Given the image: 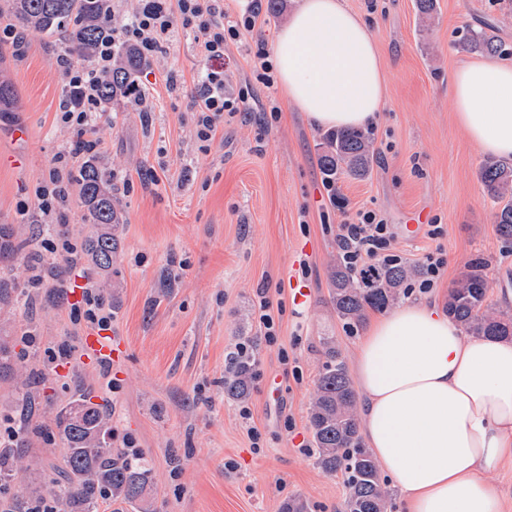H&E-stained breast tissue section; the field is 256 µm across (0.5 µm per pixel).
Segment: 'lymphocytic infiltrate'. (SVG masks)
<instances>
[{"instance_id": "obj_1", "label": "lymphocytic infiltrate", "mask_w": 512, "mask_h": 512, "mask_svg": "<svg viewBox=\"0 0 512 512\" xmlns=\"http://www.w3.org/2000/svg\"><path fill=\"white\" fill-rule=\"evenodd\" d=\"M258 17L254 9L230 18L224 11V0H135L128 13L113 16L112 34L101 42L92 64L81 66L66 54H56L63 88L57 120L75 131L78 140L73 149L55 154L46 181L35 193L42 217L53 219L68 206L62 168L81 154L99 150L93 130L105 112L98 86L112 70L117 46H136L150 59L165 50L176 34L191 36L205 62L204 69L190 87L176 69L166 72L165 81L169 93L184 103L192 135L199 150L206 153L225 122L247 114L248 90L242 88L234 94L226 90L224 53L230 44L254 30ZM396 236L381 211L363 207L339 225L336 242L344 265L357 272L374 263L396 260Z\"/></svg>"}]
</instances>
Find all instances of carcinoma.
<instances>
[{
    "label": "carcinoma",
    "mask_w": 512,
    "mask_h": 512,
    "mask_svg": "<svg viewBox=\"0 0 512 512\" xmlns=\"http://www.w3.org/2000/svg\"><path fill=\"white\" fill-rule=\"evenodd\" d=\"M14 25L33 28L50 36L64 34L68 54L79 60L94 56L98 43L112 34L108 0H8ZM471 51L512 58V48L495 31L470 29L463 38ZM148 65L135 48L127 46L112 64V75L100 85L99 95L106 107L128 98L136 77ZM18 102L15 87L0 81V112H12ZM321 165L327 181L364 178L374 159L371 140L357 130L326 132L321 142ZM487 195L500 204L496 214L497 232L504 244L512 246V164L487 162L479 169ZM75 180L81 187L80 202L91 223L100 230L85 245L90 265L100 272L112 270L118 240L112 225L121 221L118 201L112 191V174L87 161ZM484 262H468L448 293L446 309L469 336L512 338V315L492 309L486 302L488 284ZM421 275V269L404 262L379 263L362 272L346 268L341 260L330 274V299L336 315L349 334H354L370 310H385L408 294L404 283ZM325 361L312 398L309 421L317 465L326 473L346 476L348 496L344 512H390L387 482L360 437L357 393L335 340L323 339ZM229 375L224 392L242 399L249 393L252 357L237 350L228 356ZM48 428L65 445L63 465L50 496L37 491L0 498V512H98L103 504L128 505L138 512H151L147 500L151 472L137 455L118 453L107 444L112 434V410L92 402L90 391L77 384L68 406L56 413ZM24 456L0 449V491L8 490L15 468Z\"/></svg>",
    "instance_id": "carcinoma-1"
}]
</instances>
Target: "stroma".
Returning <instances> with one entry per match:
<instances>
[{
	"instance_id": "obj_1",
	"label": "stroma",
	"mask_w": 512,
	"mask_h": 512,
	"mask_svg": "<svg viewBox=\"0 0 512 512\" xmlns=\"http://www.w3.org/2000/svg\"><path fill=\"white\" fill-rule=\"evenodd\" d=\"M372 23L386 77L380 122L368 133L375 149L365 179H344L336 189L351 209L381 211L394 224L403 262L418 265L442 250L448 267L439 285L451 288L466 262L483 259L487 302L512 313V252L500 241L497 204L478 178L485 158L456 121L451 86L460 63L475 55L461 38L493 27L512 46V0H436L434 16L421 21L416 0H346ZM283 16L262 11L255 30L224 56L229 88L251 84L248 105L276 102L280 119L225 123L208 153H201L163 83L146 81L154 106L144 126L134 102L123 100L100 121L99 167L130 180L118 191L122 215L114 232L119 248L109 274L80 263L64 281L44 276L41 264L58 262L45 251L35 189L54 155L75 142L57 122L62 95L53 64L55 37L29 30L22 46L0 42V80L10 81L19 109L0 114V225H10L22 251L0 263V281L25 292L24 306L0 305V336L14 352L13 378L0 379V438H11L37 471H14L13 491L31 480L50 486L63 443L19 428L17 389L29 382L37 396L32 421L49 423L65 407L75 384L91 388L95 402L112 409V446L134 439L151 471L153 512H281L291 497L309 512H342L343 476L324 473L310 450L309 408L322 363V340L334 338L352 360L359 335L348 334L330 302L329 274L336 262V230L344 215L323 186L322 130L288 105L280 86L256 82V40L272 43ZM204 67L191 37L178 34L151 60L150 70H181L193 80ZM442 224L431 239L411 238L417 217ZM93 282L112 308L109 363L85 358L80 342L89 325L74 327L68 309ZM282 303L279 341L260 336L254 305L258 289ZM253 350L245 401L224 392L228 354L237 344ZM287 349L282 365L279 349ZM250 418H243L242 408ZM295 428L286 431L285 419ZM257 427L264 449L247 435Z\"/></svg>"
}]
</instances>
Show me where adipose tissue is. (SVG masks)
Segmentation results:
<instances>
[{
  "label": "adipose tissue",
  "instance_id": "adipose-tissue-1",
  "mask_svg": "<svg viewBox=\"0 0 512 512\" xmlns=\"http://www.w3.org/2000/svg\"><path fill=\"white\" fill-rule=\"evenodd\" d=\"M288 102L320 128H366L386 84L373 28L345 0H299L272 51ZM457 120L484 156L512 162V64H463ZM360 427L401 512H503L489 472L512 460V340L465 338L436 300L373 318L353 358Z\"/></svg>",
  "mask_w": 512,
  "mask_h": 512
}]
</instances>
